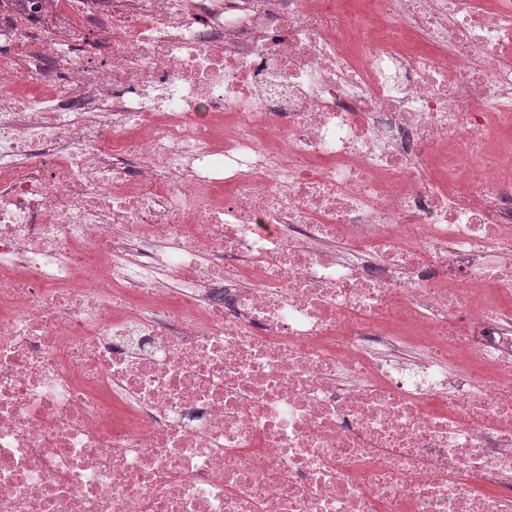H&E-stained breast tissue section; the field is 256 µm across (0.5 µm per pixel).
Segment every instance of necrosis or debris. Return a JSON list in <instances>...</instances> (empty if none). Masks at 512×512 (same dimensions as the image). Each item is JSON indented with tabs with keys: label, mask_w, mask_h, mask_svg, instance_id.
<instances>
[{
	"label": "necrosis or debris",
	"mask_w": 512,
	"mask_h": 512,
	"mask_svg": "<svg viewBox=\"0 0 512 512\" xmlns=\"http://www.w3.org/2000/svg\"><path fill=\"white\" fill-rule=\"evenodd\" d=\"M59 2L0 23V512H512V0Z\"/></svg>",
	"instance_id": "4bbe7bcc"
}]
</instances>
